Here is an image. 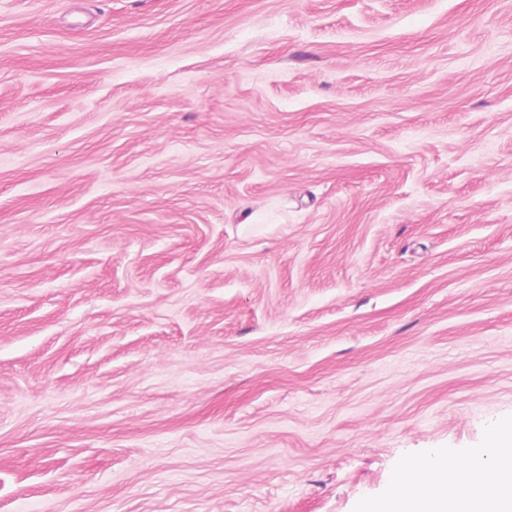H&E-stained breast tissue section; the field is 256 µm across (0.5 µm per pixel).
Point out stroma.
Returning <instances> with one entry per match:
<instances>
[{"instance_id":"stroma-1","label":"stroma","mask_w":512,"mask_h":512,"mask_svg":"<svg viewBox=\"0 0 512 512\" xmlns=\"http://www.w3.org/2000/svg\"><path fill=\"white\" fill-rule=\"evenodd\" d=\"M512 421V0H0V512H360Z\"/></svg>"}]
</instances>
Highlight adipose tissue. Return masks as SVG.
<instances>
[{"label":"adipose tissue","instance_id":"1","mask_svg":"<svg viewBox=\"0 0 512 512\" xmlns=\"http://www.w3.org/2000/svg\"><path fill=\"white\" fill-rule=\"evenodd\" d=\"M493 464L502 474L495 488L485 480ZM384 512H512V437H494L460 462L435 451L400 466L387 489Z\"/></svg>","mask_w":512,"mask_h":512}]
</instances>
